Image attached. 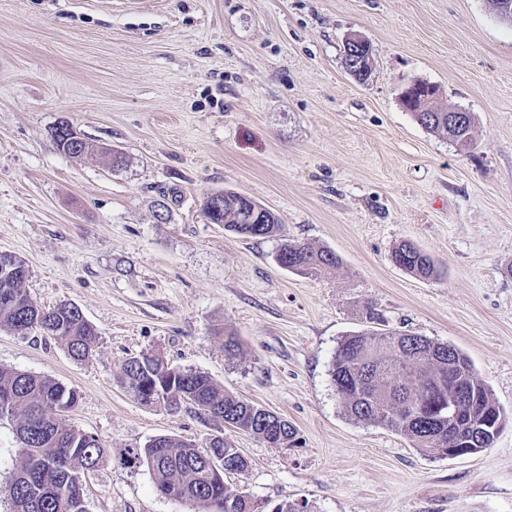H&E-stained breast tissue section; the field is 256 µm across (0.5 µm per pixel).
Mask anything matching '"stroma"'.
I'll use <instances>...</instances> for the list:
<instances>
[{"label": "stroma", "instance_id": "35a3bbf8", "mask_svg": "<svg viewBox=\"0 0 512 512\" xmlns=\"http://www.w3.org/2000/svg\"><path fill=\"white\" fill-rule=\"evenodd\" d=\"M354 35L372 48L364 81L345 65ZM413 80L472 113L470 152L403 108ZM62 124L96 153L60 152ZM224 189L281 233L210 223L204 198ZM296 241L336 253V272L278 266ZM403 242L440 277L398 268ZM1 252L25 262L36 305H76L100 339L81 362L0 330V367L76 389L65 422L105 447L224 437L250 461L224 484L260 512H512V27L488 0H0ZM366 330L461 350L507 417L492 448L434 457L351 418L330 370ZM148 350L288 420L295 445L141 404L119 375ZM85 494L89 512H192L111 458Z\"/></svg>", "mask_w": 512, "mask_h": 512}]
</instances>
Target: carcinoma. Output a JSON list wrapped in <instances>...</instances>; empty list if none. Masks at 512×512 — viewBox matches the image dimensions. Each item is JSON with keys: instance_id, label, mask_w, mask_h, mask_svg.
I'll list each match as a JSON object with an SVG mask.
<instances>
[{"instance_id": "obj_1", "label": "carcinoma", "mask_w": 512, "mask_h": 512, "mask_svg": "<svg viewBox=\"0 0 512 512\" xmlns=\"http://www.w3.org/2000/svg\"><path fill=\"white\" fill-rule=\"evenodd\" d=\"M425 129L448 136L467 150L472 144L474 118L470 112H414ZM57 147L69 156H81L93 146L75 140L74 131L60 125L54 131ZM221 212L204 208L213 224L243 237H271L281 231L271 210L260 212L261 204L241 201L242 194L222 190ZM394 264L405 272L430 279L440 274L434 260L411 243L392 252ZM279 266L301 274L327 273L339 259L323 248L307 243H285L276 255ZM28 269L21 259L0 254V329L16 332L37 330L63 346L77 361L92 357L99 341L95 327L81 310L61 303L44 309L36 305L24 288ZM161 362L150 356L131 357L123 364L120 380L134 398L142 387L153 384L163 371ZM331 378L348 414L381 425L404 437L413 447L429 454L448 447V436H462L474 452L492 447L493 425L503 423L505 414L492 399L488 386L479 380L468 359L456 348L427 337L359 331L338 345ZM177 390L190 393L197 408L212 419L247 432L270 444L292 446L297 431L288 420L224 392L208 375L188 371ZM462 396L457 424L450 428L440 418L448 402ZM79 400L76 390L54 379L29 372L0 368V420L13 424L20 448L13 465L9 495L13 512H88L83 482L77 477L97 467L109 454L92 434L63 422L62 413ZM171 436L150 440L142 448H127L122 464L147 466L155 475L157 491L167 497L194 504V512H251L242 494H232L207 465L204 448ZM249 462L239 449L224 446V470L243 474Z\"/></svg>"}]
</instances>
